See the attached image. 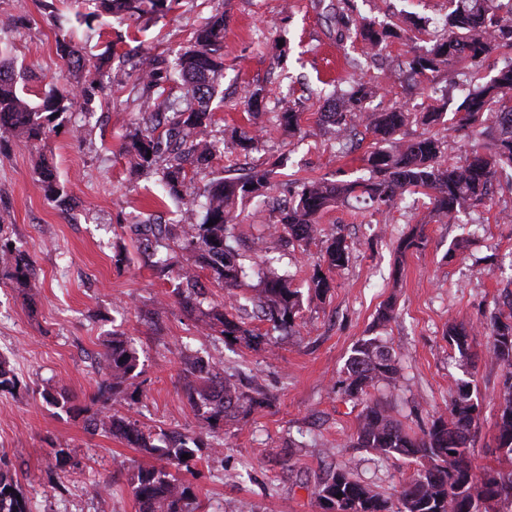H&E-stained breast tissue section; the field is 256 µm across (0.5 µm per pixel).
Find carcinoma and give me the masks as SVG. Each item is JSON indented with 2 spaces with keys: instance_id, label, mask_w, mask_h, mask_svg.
I'll use <instances>...</instances> for the list:
<instances>
[{
  "instance_id": "obj_1",
  "label": "carcinoma",
  "mask_w": 512,
  "mask_h": 512,
  "mask_svg": "<svg viewBox=\"0 0 512 512\" xmlns=\"http://www.w3.org/2000/svg\"><path fill=\"white\" fill-rule=\"evenodd\" d=\"M90 11L82 14L86 24L104 17L122 16L139 20L146 15L169 11L178 0H82ZM336 39H354L369 51H380L397 32L370 19L356 18L350 0H342L334 15ZM224 11L211 13L191 34L190 45L170 58L160 59L146 52L141 56L135 77L136 99L153 113L164 115V133L146 123L126 146L137 164L155 171L169 198L191 207L182 187L187 178L186 162L198 170L210 166L220 151L210 138L214 123L213 102L218 97L224 74ZM56 50L61 59L81 68L82 48L68 31L58 26ZM493 53L512 56V0H449L444 32L429 46L414 50L402 63L405 77L414 82L432 81L441 72L467 60L473 67L470 85L454 109L458 129L478 141V148L462 165L441 163L446 136L427 131L409 138L400 137L411 114L396 106L388 112L363 114V104L374 93L364 83L353 85L339 106L324 116L336 127L339 144L354 135L355 119L363 116L366 128L375 137V147L366 158L368 175L355 180L297 179L288 206L280 211L274 233L288 247L308 246L315 238L316 219L324 210L347 203L365 213L388 212L406 192L423 191L432 199L428 222L451 223L463 209L487 205L493 196L498 175L512 170V59L486 80L479 75L482 61ZM115 54L103 55L93 64L88 79L78 90L51 87L36 101L25 97L19 85L21 74L13 64L0 58V136L9 133L41 144L53 131L52 124L73 112H91L96 94L109 88L111 61ZM186 91L180 104L174 89ZM301 113L288 106L280 113V123L288 133L300 129ZM276 171L259 164L241 178L218 177L204 189L199 203L202 217L197 224L181 227L183 249L195 254V262L209 270L212 282L227 291L224 310L212 313L207 336L242 342L248 348L261 343L250 329L242 311L251 305L257 315L273 327L290 331L301 310V291L291 287L288 275L271 269L260 278L258 287H246L249 268L240 262L235 247L238 203L265 201L274 186ZM38 182L46 198L67 207L71 197L47 163L38 169ZM213 225H208V222ZM351 246L346 237L334 236L324 242L317 268L307 282L308 291L322 298L331 290L328 273L344 267ZM8 276L23 282L29 276V255L10 258ZM164 270L175 274L178 303L186 310L198 308L205 297L198 276L190 266L162 261ZM488 350L503 371L502 402L496 421L497 465L477 470L470 460L472 431L481 416L479 401L473 398L470 383L459 380L445 411L435 415L411 433L397 420L386 403L370 398L380 386H396L401 376L398 356L377 336L359 339L351 349L340 381L342 393L365 406L358 418L349 447L364 448L382 456L401 457L419 468L401 486L397 501L353 478L344 467L336 468L320 485L316 497L322 512H498L499 503L512 498V295L480 322ZM473 329L448 326V341L460 358L470 352ZM104 362L112 400H103L87 419L91 433L112 435L160 462L140 467L132 474L131 485L139 512H197L199 504L190 486L175 478L168 467L192 471L200 440L188 435L154 433L135 419L120 415L112 404L128 399V382L137 377L139 356L130 340L112 336L103 343ZM183 396L211 432L226 417L249 414L264 407L266 398L257 392L246 394L226 377L210 375L202 358L184 357ZM188 458H182V455ZM342 497H337V494ZM0 512H27L22 492L0 469Z\"/></svg>"
}]
</instances>
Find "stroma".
<instances>
[{"label": "stroma", "mask_w": 512, "mask_h": 512, "mask_svg": "<svg viewBox=\"0 0 512 512\" xmlns=\"http://www.w3.org/2000/svg\"><path fill=\"white\" fill-rule=\"evenodd\" d=\"M337 0H182L179 8L139 23L112 17L86 24L71 0H0V47L22 67L29 99L56 81L77 83L56 52L58 26L82 46L85 59L103 53L147 51L166 56L187 45L190 34L214 10L227 17L224 32V104L215 114L216 140L233 129L260 132L257 150L216 154L207 172L194 176L187 194H201L210 177L254 163L284 160L271 193V206L241 207L235 229L247 263L257 248L281 249L271 226L291 179L366 173L364 158L373 136L359 129L351 150L334 147L321 114V89L355 79L369 81L397 69L412 47L408 35L393 39L375 57L358 43L337 44L333 15ZM356 15L381 23L404 19L435 22L448 13V0H353ZM131 66L113 70L111 96L96 95L92 113L78 112L54 129L46 145L7 136L0 144V235L27 252L36 276L25 288L0 277V359L18 378L0 391V468L8 470L28 501L29 512H138L129 483L151 458L123 441L85 428L84 410L97 396L103 340L128 336L139 356V375L128 389L121 414L156 432L198 435L201 423L182 394L181 345L198 350L213 372H237L242 391L261 390L266 407L227 418L216 429L221 452L201 446L192 472L178 471L202 512H321L317 484L344 465L355 478L393 497L413 474L414 462L349 447L362 404L345 399L338 382L354 343L377 334L400 356L396 388L376 391L406 429L418 430L444 410L457 380L471 382L482 405L473 437L474 465L496 462L501 368L487 353L476 323L495 302L512 293V177L494 201L451 224L424 223L425 193H408L397 210L370 215L342 204L322 213L323 237L341 233L353 243L348 264L332 275L326 299L304 298L293 332L252 319L266 344L212 343L207 318L178 304L174 277L156 273L133 224H191L186 206L161 202L162 189L148 170L123 151L136 128L138 108L129 88ZM266 87L259 114L249 117L245 93ZM460 72L438 77L433 88L396 79L367 103L371 112L406 104L424 111L433 99L460 101ZM302 114L301 131L288 135L273 120L282 104ZM48 158L73 198L71 207L48 202L38 186L37 166ZM421 247L400 250L410 233ZM395 317L374 321L386 301ZM471 324L470 360L449 344V324ZM67 395L76 410L65 413L46 395ZM69 457L57 464L53 449Z\"/></svg>", "instance_id": "obj_1"}]
</instances>
